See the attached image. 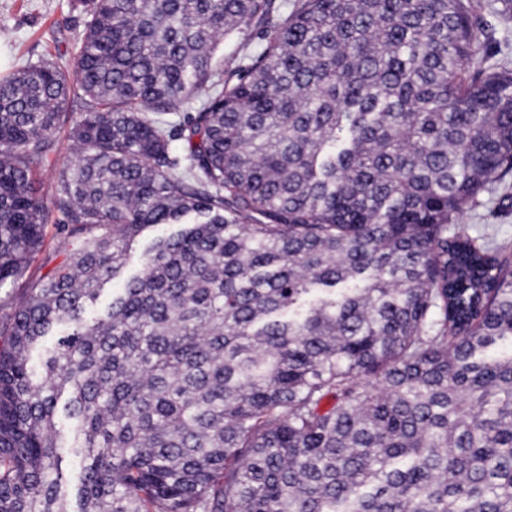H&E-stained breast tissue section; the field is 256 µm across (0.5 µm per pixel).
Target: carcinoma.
I'll use <instances>...</instances> for the list:
<instances>
[{"instance_id":"obj_1","label":"carcinoma","mask_w":512,"mask_h":512,"mask_svg":"<svg viewBox=\"0 0 512 512\" xmlns=\"http://www.w3.org/2000/svg\"><path fill=\"white\" fill-rule=\"evenodd\" d=\"M74 5L71 68L0 78V288L75 143L68 263L0 323V512H512V247L464 223L512 173V70L472 65L474 0ZM180 225L177 224H166L160 225L156 227H151L143 232L133 244V249L131 253V257L128 265L122 271V273L117 276L112 283L108 285V288H119L121 281L129 275L139 272L142 269L141 265V255L142 253L151 245L152 241L157 239L160 236L169 234L178 230Z\"/></svg>"}]
</instances>
